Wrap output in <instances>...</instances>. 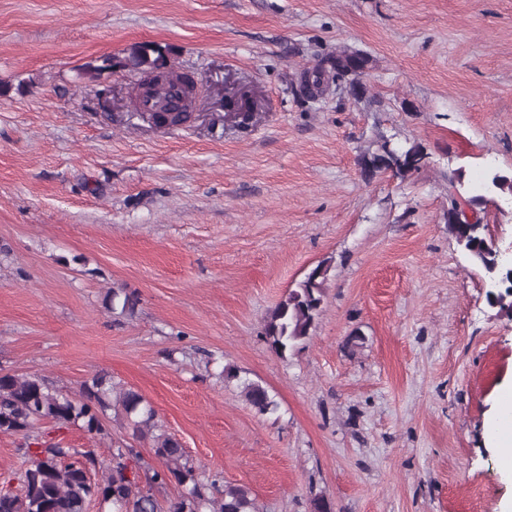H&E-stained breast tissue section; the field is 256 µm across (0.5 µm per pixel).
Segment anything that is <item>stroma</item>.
I'll return each mask as SVG.
<instances>
[{
    "label": "stroma",
    "mask_w": 512,
    "mask_h": 512,
    "mask_svg": "<svg viewBox=\"0 0 512 512\" xmlns=\"http://www.w3.org/2000/svg\"><path fill=\"white\" fill-rule=\"evenodd\" d=\"M140 42L197 83L187 129L150 128L138 75L83 65ZM337 45L362 91L300 79ZM0 373L138 391L203 472L260 512H501L484 425L512 379V314L444 222L448 183L512 175V0H0ZM249 100L260 120L224 118ZM421 143L407 178L361 162ZM512 246V201L481 214ZM322 312L278 356L266 315L317 265ZM137 292L134 316L106 306ZM278 404L261 415L243 381ZM66 442L150 441L120 415Z\"/></svg>",
    "instance_id": "obj_1"
}]
</instances>
